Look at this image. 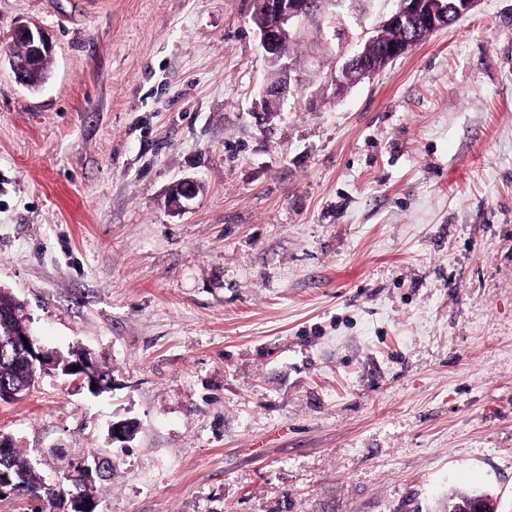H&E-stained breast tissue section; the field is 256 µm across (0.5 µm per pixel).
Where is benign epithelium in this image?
<instances>
[{"label":"benign epithelium","mask_w":512,"mask_h":512,"mask_svg":"<svg viewBox=\"0 0 512 512\" xmlns=\"http://www.w3.org/2000/svg\"><path fill=\"white\" fill-rule=\"evenodd\" d=\"M313 0H272L266 4L263 10L253 15V22L260 38V44L267 57L277 56L283 59L285 78L277 87H266L265 101L275 105H281L300 91V84L292 77L293 64L286 59V51L279 39V32L303 29L312 13ZM383 25L398 27L404 31L423 25L433 32L448 26V11L444 9L442 0H404V6L400 10H394L383 21ZM11 38L24 39L32 55L43 56L53 54V42L49 32L40 24L27 21L19 23ZM377 70L370 67L365 61L362 51L356 50L347 55L339 52L337 66L330 76V85L333 87V95L342 97L349 88V76L357 78V82L373 76ZM197 196L196 181L183 178L175 182L169 191L171 206L176 209H184L189 201ZM12 344L19 350L29 353V373L32 379H38L41 374L51 371H62L71 378V381L81 388H91L96 385L93 393H101L111 388L112 381L101 380L98 364L86 349L77 351L75 359L62 363L58 354L41 347L37 339L30 333L12 338ZM463 512H498V501L488 493H477L472 496L470 502L463 507Z\"/></svg>","instance_id":"7a95c632"}]
</instances>
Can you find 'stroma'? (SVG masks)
<instances>
[{
  "instance_id": "35a3bbf8",
  "label": "stroma",
  "mask_w": 512,
  "mask_h": 512,
  "mask_svg": "<svg viewBox=\"0 0 512 512\" xmlns=\"http://www.w3.org/2000/svg\"><path fill=\"white\" fill-rule=\"evenodd\" d=\"M394 5L345 0L343 43ZM252 12L0 0V288L112 377L0 403L38 477L0 512H72L93 459L97 512H512V0L339 99L309 28L318 101L271 115ZM24 20L54 44L36 91L8 63ZM169 191V200L174 209H185L189 201L197 196L196 181L183 178L176 182Z\"/></svg>"
}]
</instances>
